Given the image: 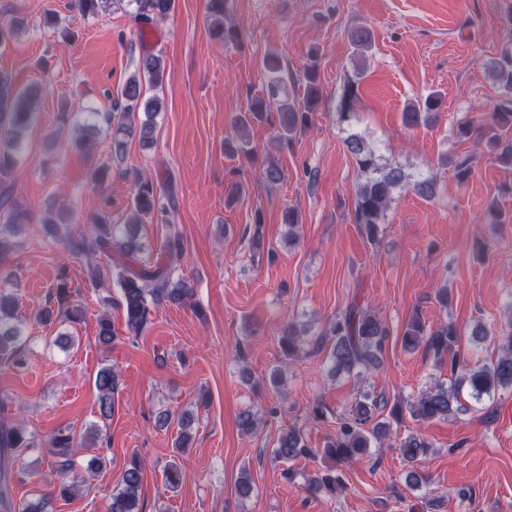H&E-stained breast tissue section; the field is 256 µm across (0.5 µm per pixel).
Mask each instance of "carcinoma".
I'll return each mask as SVG.
<instances>
[{"instance_id": "1", "label": "carcinoma", "mask_w": 512, "mask_h": 512, "mask_svg": "<svg viewBox=\"0 0 512 512\" xmlns=\"http://www.w3.org/2000/svg\"><path fill=\"white\" fill-rule=\"evenodd\" d=\"M127 2L133 7V16L139 26L144 27L167 17L174 9L175 0H76L77 9L85 16H96L107 5ZM230 0H207L213 32L223 43L240 41L241 34L233 26L225 24L229 14ZM20 30L15 20L0 21V47L10 45ZM268 81L263 93L255 96L247 110L235 119V129L239 135L233 138L234 153L249 155L252 152L250 141L240 132L250 126L264 122L271 112H277L276 140L282 147L293 142L297 132L308 127L313 119L315 105L319 100L316 86V62L306 67V94L300 101H290L281 96L279 73L280 60L268 57L263 63ZM486 69L505 93L512 92V49L505 50L486 63ZM147 75L154 83L164 77L162 57L147 52L139 59L137 71L128 78L120 96L111 103L105 112L89 113L88 122L73 137L74 147L85 151L91 148L94 136L102 130L111 131V158L119 164L123 161L127 139L136 137L142 144L153 141V114L159 111L154 98H144L141 75ZM44 90L35 85L18 88L11 76L0 72V182L8 180L20 161L26 146L30 128L38 119L34 101ZM441 98L429 94L416 101L403 111V123L414 128L435 122L441 109ZM512 98L505 99L486 121L479 125L462 124L457 135L461 138L476 137L484 144L489 156L496 163L512 166ZM347 150L354 156L364 175L354 193V223L369 239L379 233L384 222L393 194L398 189H410L418 196L432 198L436 194L434 176L419 173L409 175L403 169L388 165L378 154V150L367 144L357 135L351 134L346 140ZM131 177V200L123 223L112 219L106 208L96 211L88 220L90 227L84 234L73 235L67 215L58 211L45 219L46 231L55 235L67 245L69 252L85 259L88 277L95 288L104 287L112 280V264L97 263V257L112 259L117 254L123 258L119 264L120 273L117 285L120 289L119 305L122 308L126 327L135 336L140 335L149 324L152 305L159 301L173 304L189 302L194 295V285L182 276L176 275L175 264L184 254L182 237L169 236L159 250L155 262L141 263L144 244L140 237V225L149 221H165L175 204L170 178L160 182L141 175ZM27 209L17 201H0V266L15 250L13 238L22 230ZM14 275L7 271L0 273V363L13 369L25 366L24 322L17 316L14 289ZM71 293L67 269L63 268L57 278L54 298L57 307L46 306L36 313V319L49 322L55 316L75 321L79 309L69 305ZM389 336L388 329L376 312L367 305L352 302L329 323L324 336L314 340L317 345L329 342L327 360L329 373L337 376L360 373L376 367L380 363ZM465 333L456 324L449 322L439 328H432L419 315L406 325L401 337V345L406 350L418 347L433 356L441 367L448 369L449 384H438L423 391L410 406L411 415L417 420L432 421L447 419L461 409L460 396L467 391L479 399L491 397L501 389L512 390V331L500 337L480 322L470 331L473 341L481 343L487 339L499 342V353L495 360L486 364L470 365L461 357L459 346ZM98 339L109 345L114 339L112 322L107 313L98 320ZM279 345L284 356L291 358L303 348L300 334L293 328L281 333ZM120 386L117 370L110 366L101 368L95 378L98 391V408L102 418L112 416L114 395ZM388 406V398L369 389L360 393L354 412L338 422L336 436L329 439L324 455L336 462L351 461L365 456L372 441L385 438L390 432V423L374 421V414ZM194 415L187 413L178 418L180 426L177 445L189 447L192 438ZM56 458L55 466L60 473H66L72 465L75 448L74 437L66 429H60L45 439ZM38 437L27 433L20 422L8 417L0 419V512H13V501L9 493V462L19 449L38 448ZM403 455L415 464L407 473L406 482L418 488L427 482L416 463L427 453L429 444L420 436L409 435L401 442ZM304 437L300 429H288L279 436L272 449L276 460L288 463L306 455ZM143 483V466L137 459L131 461L121 474L120 488L112 495L107 512H139V501ZM341 481L334 475L314 477L306 484V490L313 495H336V486Z\"/></svg>"}]
</instances>
